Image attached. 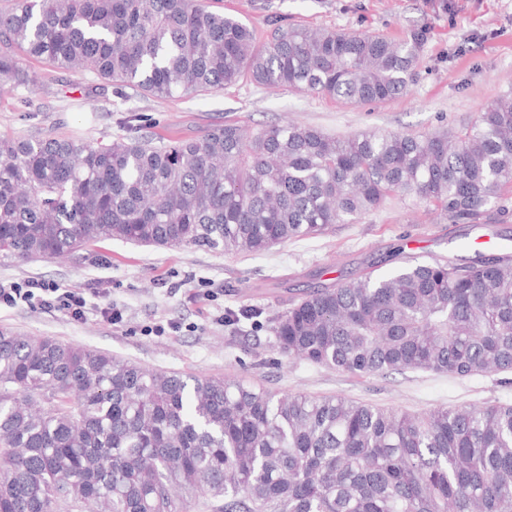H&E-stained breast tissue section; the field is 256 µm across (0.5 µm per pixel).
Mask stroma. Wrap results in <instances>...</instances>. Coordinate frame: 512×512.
Listing matches in <instances>:
<instances>
[{
	"mask_svg": "<svg viewBox=\"0 0 512 512\" xmlns=\"http://www.w3.org/2000/svg\"><path fill=\"white\" fill-rule=\"evenodd\" d=\"M225 13L265 39L272 22L418 36L416 82L393 100L346 104L295 89L247 82L206 95L143 97L113 87L88 94V78L42 67L30 94L0 93V136L44 135L108 141L128 113L148 137L195 138L234 120L252 128L294 122L333 136L376 128L425 135L470 125L499 96L512 93V0H224ZM29 96L35 109L24 111ZM495 224H445L418 200L393 196L354 224L292 240L265 253L227 256L197 248L137 247L105 241L59 260H1L0 282L42 278L97 289L124 311L114 325L99 314L76 323L26 304L0 309V328L98 349L159 371L246 379L280 394L337 396L421 413L436 406L512 403V375L458 378L430 371L360 377L279 353L270 319L310 290L405 260L458 263L475 250L512 254V192ZM260 309L229 325L220 314ZM165 333H158L157 325Z\"/></svg>",
	"mask_w": 512,
	"mask_h": 512,
	"instance_id": "1",
	"label": "stroma"
}]
</instances>
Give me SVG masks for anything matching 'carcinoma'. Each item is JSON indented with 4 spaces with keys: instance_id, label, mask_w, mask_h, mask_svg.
<instances>
[{
    "instance_id": "1",
    "label": "carcinoma",
    "mask_w": 512,
    "mask_h": 512,
    "mask_svg": "<svg viewBox=\"0 0 512 512\" xmlns=\"http://www.w3.org/2000/svg\"><path fill=\"white\" fill-rule=\"evenodd\" d=\"M417 39L274 24L207 0H0V90L34 59L171 98L241 80L344 103L399 97ZM0 138V257L119 239L263 253L400 195L481 224L512 192V95L471 126L346 138L226 121L190 139ZM279 352L359 376L512 373V257L409 260L317 288ZM0 512H512V404L419 414L184 376L0 328Z\"/></svg>"
}]
</instances>
